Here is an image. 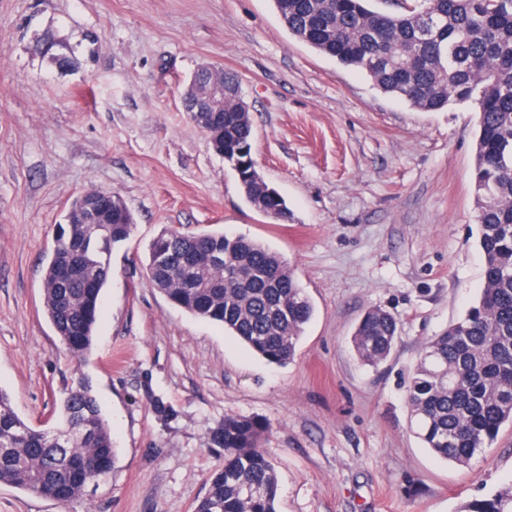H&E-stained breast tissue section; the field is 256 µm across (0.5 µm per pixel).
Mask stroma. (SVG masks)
I'll list each match as a JSON object with an SVG mask.
<instances>
[{
  "label": "stroma",
  "instance_id": "stroma-1",
  "mask_svg": "<svg viewBox=\"0 0 512 512\" xmlns=\"http://www.w3.org/2000/svg\"><path fill=\"white\" fill-rule=\"evenodd\" d=\"M50 38L77 67L52 63ZM204 65L238 75L257 170L290 219L255 210L187 119L182 93ZM476 125L469 104L422 112L381 93L293 38L273 0H0V388L39 426L85 374L117 448L82 498L0 485V512H193L224 462L208 433L228 416L265 426L278 512H461L511 485V424L461 466L424 447L406 401L424 344L483 285ZM93 187L118 193L135 226L80 369L43 312V280L57 224ZM166 230L282 257L314 307L293 360L267 363L169 303L146 273ZM371 307L399 323L376 367L351 343Z\"/></svg>",
  "mask_w": 512,
  "mask_h": 512
}]
</instances>
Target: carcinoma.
Here are the masks:
<instances>
[{"mask_svg":"<svg viewBox=\"0 0 512 512\" xmlns=\"http://www.w3.org/2000/svg\"><path fill=\"white\" fill-rule=\"evenodd\" d=\"M274 0L290 35L377 89L423 112L470 103L478 113L474 180L483 288L466 313L424 344L407 389L410 418L437 456L463 465L512 424V0ZM224 82V111L212 149L234 165L253 148L249 108L229 70L198 75L184 99L187 119L211 82ZM260 213L288 219L282 196L255 172L239 178ZM117 194L91 188L70 205L45 268L44 313L71 358L87 363L110 272L112 249L134 217ZM147 274L173 304L224 327L270 363L295 354L313 306L291 268L253 240L221 233L170 231L149 246ZM398 322L368 308L352 337L360 361L391 354ZM264 426L226 417L209 434L224 464L209 477L194 512H276L279 486L260 441ZM112 430L93 386L79 375L55 426L22 419L0 389V484L67 504L112 472ZM253 492L244 494V488ZM464 512H512V485L465 505Z\"/></svg>","mask_w":512,"mask_h":512,"instance_id":"1","label":"carcinoma"}]
</instances>
